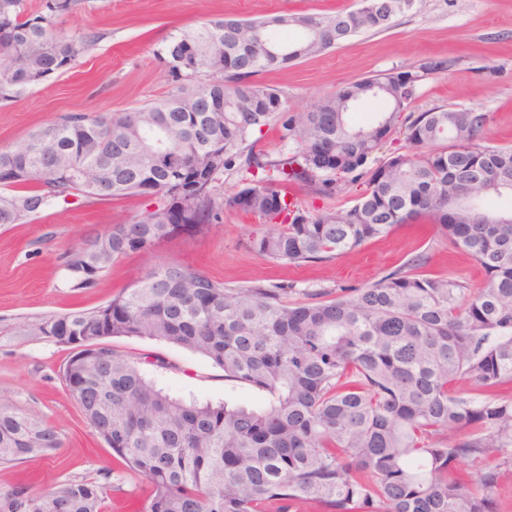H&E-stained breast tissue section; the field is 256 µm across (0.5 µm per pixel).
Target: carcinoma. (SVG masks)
Wrapping results in <instances>:
<instances>
[{
	"mask_svg": "<svg viewBox=\"0 0 512 512\" xmlns=\"http://www.w3.org/2000/svg\"><path fill=\"white\" fill-rule=\"evenodd\" d=\"M78 0H0V100L73 68L102 37L63 38L58 20ZM378 20L375 0L331 14L265 20L209 19L170 36L158 52L176 79L208 74L148 105L151 128L133 112L68 114L0 147V226L29 220L56 199L141 196L179 214L158 224L145 211L131 224L74 246L64 270L93 287L125 256L147 254L181 228L219 217L224 172L249 186L224 207L280 227L250 246L266 259H331L428 222L448 248L473 257L481 286L423 273L420 254L360 288L304 293L256 281L227 287L176 263L151 266L103 305L51 316L42 335L70 345L59 326L87 333L68 358L66 386L93 434L147 481L143 512H498L502 476L512 473V147L482 146L489 114L438 107L415 115L411 72L347 84L309 112H290L281 91L253 77L320 53L350 36L384 31L415 0H392ZM386 108L367 122L357 109ZM276 122L291 154L274 158L251 138ZM411 152L370 173L367 160L395 132ZM206 156L210 163L192 159ZM368 175L349 207L311 213L286 201L302 184L337 196ZM135 336L195 352L227 377L268 395L261 408L186 403L164 394L107 339ZM461 380L471 388L458 387ZM61 447L55 429L0 401V463ZM108 486L70 480L34 491L0 489V512H101Z\"/></svg>",
	"mask_w": 512,
	"mask_h": 512,
	"instance_id": "cac0c4a2",
	"label": "carcinoma"
}]
</instances>
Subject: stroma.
<instances>
[{"mask_svg":"<svg viewBox=\"0 0 512 512\" xmlns=\"http://www.w3.org/2000/svg\"><path fill=\"white\" fill-rule=\"evenodd\" d=\"M357 0H80L59 24L62 37L90 30L102 38L78 65L30 86L19 98L0 102V146L21 147L30 132L70 113L97 116L131 112L169 97L179 88L157 56L177 31L207 19L233 15L269 19L284 14H329ZM447 60L446 71L423 78L411 112L470 107L487 112L481 143L512 146V0H416L409 14L383 32L367 31L336 47L295 61L262 82L276 86L289 111L307 112L340 87L390 71H415L423 59ZM145 198L58 199L29 222L0 226V398L35 414L58 433L55 452L0 464V487L26 475L38 487L67 480L102 481L110 470L112 490L104 512H130L142 501L146 482L93 435L70 396L62 369L74 349L42 336L43 319L90 309L111 300L142 278L150 265L173 262L225 286L263 280L297 289L361 287L425 254V273L483 277L464 253L449 254L447 242L428 224H404L385 237L327 261H268L249 247L265 225L257 216L223 210L219 222L180 230L160 241L150 256L130 254L104 272L94 287H71L65 254L88 235L128 224L146 208ZM114 350L136 362L171 396L200 403L260 407L265 393L230 380L207 358L163 341L114 337Z\"/></svg>","mask_w":512,"mask_h":512,"instance_id":"stroma-1","label":"stroma"}]
</instances>
